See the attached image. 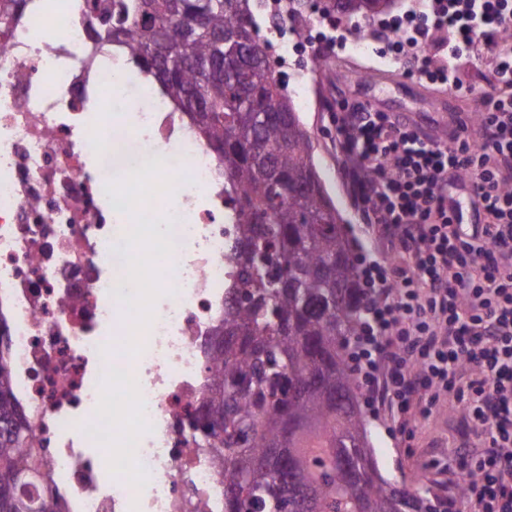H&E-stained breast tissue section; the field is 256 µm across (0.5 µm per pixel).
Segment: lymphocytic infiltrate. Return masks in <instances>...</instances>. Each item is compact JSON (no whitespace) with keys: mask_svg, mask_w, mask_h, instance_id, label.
<instances>
[{"mask_svg":"<svg viewBox=\"0 0 512 512\" xmlns=\"http://www.w3.org/2000/svg\"><path fill=\"white\" fill-rule=\"evenodd\" d=\"M384 30L403 74L455 93L464 61L489 63L491 76L477 132L456 118L440 144L358 100L336 104L344 179L398 254L363 279V380L402 418L427 393L463 401L465 428L487 448L476 463L449 461L469 481L448 512H512V0H426Z\"/></svg>","mask_w":512,"mask_h":512,"instance_id":"1","label":"lymphocytic infiltrate"}]
</instances>
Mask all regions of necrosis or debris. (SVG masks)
Masks as SVG:
<instances>
[{"label":"necrosis or debris","mask_w":512,"mask_h":512,"mask_svg":"<svg viewBox=\"0 0 512 512\" xmlns=\"http://www.w3.org/2000/svg\"><path fill=\"white\" fill-rule=\"evenodd\" d=\"M0 325L58 512H224L196 424L234 238L217 153L122 51L119 0H0ZM119 83L124 98L110 102Z\"/></svg>","instance_id":"obj_1"}]
</instances>
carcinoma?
<instances>
[{
  "mask_svg": "<svg viewBox=\"0 0 512 512\" xmlns=\"http://www.w3.org/2000/svg\"><path fill=\"white\" fill-rule=\"evenodd\" d=\"M257 0H131L119 47L183 105L224 163L237 244L233 298L213 351L203 427L224 459V512H421V495L379 472L348 365L363 327L354 246L316 168L312 141L260 43ZM388 0H327L339 16ZM0 358V512H57L19 487L36 468Z\"/></svg>",
  "mask_w": 512,
  "mask_h": 512,
  "instance_id": "obj_1",
  "label": "carcinoma"
}]
</instances>
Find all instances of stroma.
<instances>
[{"label":"stroma","instance_id":"1","mask_svg":"<svg viewBox=\"0 0 512 512\" xmlns=\"http://www.w3.org/2000/svg\"><path fill=\"white\" fill-rule=\"evenodd\" d=\"M283 41L296 44L295 52L284 58L279 80L290 88L301 70H308L312 86L305 102L296 109L308 128L314 159L329 195L333 198L349 237L358 244L361 263H391L394 250L377 228L361 223L353 209L342 178V157L336 138V123L329 103L337 96L359 98L379 110L413 121L426 133L447 137L452 114H461L477 123L479 98L455 95L430 85L416 76L394 72L389 60L390 45L380 33L378 21L356 16L339 21L335 33L339 44L330 53L316 56L314 46L325 26L323 23L300 28L294 17H283L280 26ZM360 40L366 50L348 57L352 41ZM371 425V442L378 468L390 482L421 489L423 496L446 512V501L456 485L450 484L448 458L458 448L473 456L484 453L486 444L472 435H464L462 406L454 398L441 396L426 414H414L409 432H401L398 416L384 404L365 406Z\"/></svg>","mask_w":512,"mask_h":512}]
</instances>
